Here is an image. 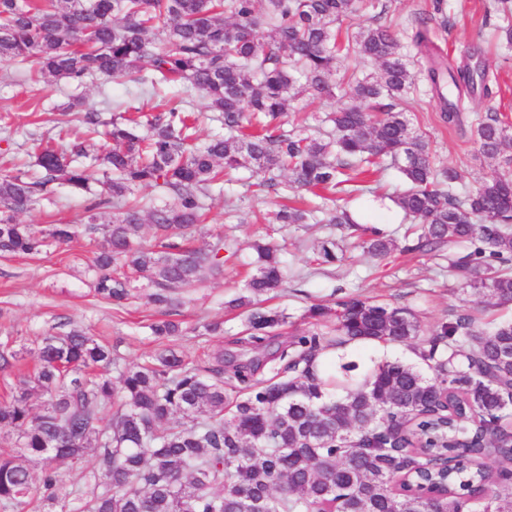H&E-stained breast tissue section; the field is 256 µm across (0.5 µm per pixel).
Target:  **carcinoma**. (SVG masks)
Here are the masks:
<instances>
[{"mask_svg": "<svg viewBox=\"0 0 512 512\" xmlns=\"http://www.w3.org/2000/svg\"><path fill=\"white\" fill-rule=\"evenodd\" d=\"M357 7L358 0H0L1 63H30L38 78L79 86L93 76L153 89L181 84L205 98L224 125L198 145V117L177 103L151 117L140 107H117L109 122L85 113L101 167L79 161L86 156L81 142L41 143V176L1 173L0 254L34 256L70 242L72 224L45 232L12 215L57 180L75 193L95 181L101 193L91 208L112 204L118 212L103 228H86L103 231L88 265L91 287L119 305L141 281L152 289L151 302L169 312L181 305L174 292L206 274L224 275V238L191 245L221 176L251 170L257 196L336 193L388 159L407 183L394 203L417 224L403 250L467 243L452 264L457 276L487 305L511 304L512 154L504 152L512 130L496 114L478 123L479 153L505 156L509 169L461 188V173L434 163L404 112L381 111V98L402 99L416 79L391 26L374 22L353 36L361 62L377 66V76L330 83L338 53L350 50L336 42V25ZM496 10L511 45L512 4L497 0ZM428 34L419 21L413 41L427 57L423 77L442 99L443 85L456 90L443 114L456 124L458 101L491 90L468 67L435 58ZM298 90L320 101L351 98L324 118L332 137L284 128ZM143 186L165 188L173 203L128 202ZM145 215L159 251L142 241ZM312 217L311 209L284 205L264 220L305 224ZM361 231L371 256L395 250L377 228ZM253 249L247 294L231 307L286 283L278 246L256 241ZM308 317L327 331L283 348V366L263 379L253 363L224 375L222 352L203 366L165 347L147 364L120 367L111 347L80 328L44 337L37 371L23 379L44 397L41 409L34 411L25 391L0 403V430L21 445L16 455H0V512H24L34 499L53 512H464L473 496L484 512H512V491L498 488L512 474L503 424L512 418L511 320L483 329L475 309L455 310L417 351L429 374L385 360L355 376L351 363L339 375L321 369L320 355L352 342L410 344L420 333L415 313L348 297L334 310L313 305ZM286 323L281 311L251 310L248 343L264 344ZM151 330L162 338L182 332L170 319ZM19 358L0 343L1 371ZM91 448L95 465L84 489L73 492L56 462L78 463ZM32 461L41 464L38 477Z\"/></svg>", "mask_w": 512, "mask_h": 512, "instance_id": "obj_1", "label": "carcinoma"}]
</instances>
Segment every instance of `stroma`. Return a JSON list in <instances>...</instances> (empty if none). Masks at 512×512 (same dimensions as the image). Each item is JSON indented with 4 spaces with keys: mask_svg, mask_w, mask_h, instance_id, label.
<instances>
[{
    "mask_svg": "<svg viewBox=\"0 0 512 512\" xmlns=\"http://www.w3.org/2000/svg\"><path fill=\"white\" fill-rule=\"evenodd\" d=\"M434 0H361L359 11L343 20L341 33H353L381 18L397 35L412 70L423 69L424 57L418 53L413 36L419 18H428L433 46L442 60L451 66L469 65L475 74L484 76L492 94L477 102L462 99V121L449 124L441 119L442 105L425 79H417L402 101L413 128L426 136L437 164L457 167L468 185L479 178L504 170L499 159H487L478 152L474 131L487 113L496 112L512 123V45L501 38L497 15L486 12L489 0H443L442 12H435ZM82 95L90 111L107 112L109 101L138 104V94L126 85L98 77L86 78L83 85L60 81H32L28 67L0 63V173L12 165L33 167L36 140L57 137L66 131L68 140L83 142L88 155H96L98 144L86 139L82 115L68 111L73 95ZM327 102L298 95L291 103L285 122L317 136L331 129L321 117ZM250 170L243 169L237 180L226 189H213L206 200L208 219L197 246L214 242L216 237L233 241L238 254L224 264V277L209 280L184 292V303L173 309L172 320L182 326V335L170 338L171 346L193 359L223 353L225 359L247 361L260 359V376L270 374L277 347L293 336L311 329L304 314L314 304L335 307L339 300L357 297L412 309L423 332H430L445 320L452 309L474 306L475 296L464 292L463 284L450 268L447 251L407 254L393 251L379 260L358 245L359 233L346 225L279 224L268 229L258 216L277 210L279 198L253 197L249 184ZM370 195L347 198L340 194L337 204L348 205L359 223L379 227L395 240H402L411 222L392 202L393 194L405 188L402 177L390 165H382L364 178ZM100 191L91 183L89 192L77 194L62 182L51 184L46 193L24 212L15 214L20 224L40 228L52 224H74L78 235L67 245L50 247L36 257H0V343H11L23 353L22 360L9 372L0 373V400L19 389L22 374L32 371L37 361L40 339L80 327L101 343L111 346L121 364L147 361L162 344L151 334L150 325L160 319V312L148 298L145 288L133 290L125 305L115 306L95 297L85 273L86 262L101 240L88 234L91 216L109 220L111 209L91 212L89 205ZM238 200L237 212H228L225 194ZM273 232L281 245V259L288 275V285L265 299V306L283 311L288 324L282 336L260 348L245 344V311L230 308L231 299L244 295L245 280L253 268L256 255L251 248L255 239ZM336 241V260L323 263L318 246L326 238ZM210 320L224 323V333L209 336L201 325ZM410 361V349L403 344H367L356 347L333 362H355L366 371L380 359Z\"/></svg>",
    "mask_w": 512,
    "mask_h": 512,
    "instance_id": "35a3bbf8",
    "label": "stroma"
}]
</instances>
